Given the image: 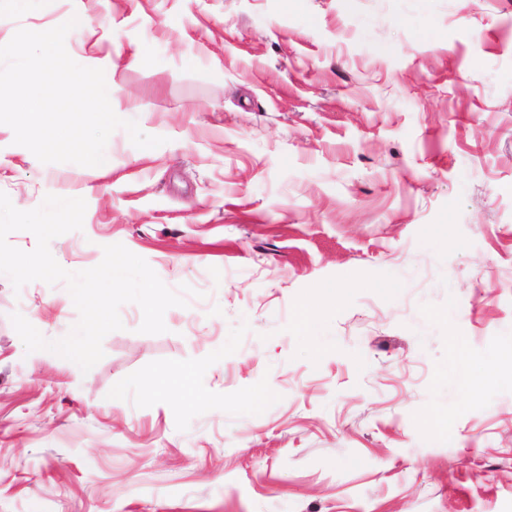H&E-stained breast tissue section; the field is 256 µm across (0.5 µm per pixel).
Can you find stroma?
<instances>
[{
  "mask_svg": "<svg viewBox=\"0 0 512 512\" xmlns=\"http://www.w3.org/2000/svg\"><path fill=\"white\" fill-rule=\"evenodd\" d=\"M75 16L166 142L104 171L0 125V192L83 198L60 266L120 243L186 304L122 305L85 373L10 320L64 337L66 284L0 276V512H512V0H0V45ZM189 364L208 406L146 395Z\"/></svg>",
  "mask_w": 512,
  "mask_h": 512,
  "instance_id": "35a3bbf8",
  "label": "stroma"
}]
</instances>
